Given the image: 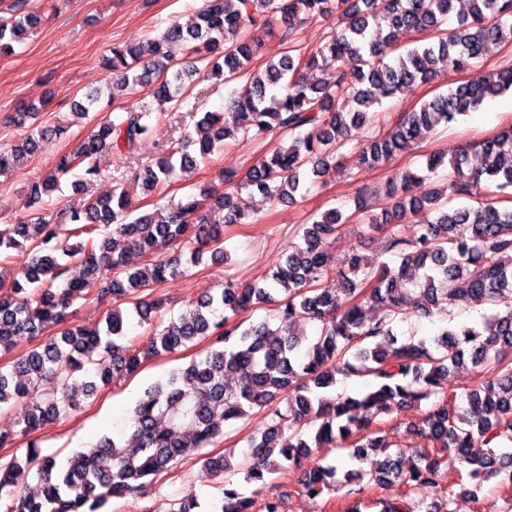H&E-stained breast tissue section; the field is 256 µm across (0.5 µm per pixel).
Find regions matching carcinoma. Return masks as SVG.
Wrapping results in <instances>:
<instances>
[{"label":"carcinoma","instance_id":"carcinoma-1","mask_svg":"<svg viewBox=\"0 0 512 512\" xmlns=\"http://www.w3.org/2000/svg\"><path fill=\"white\" fill-rule=\"evenodd\" d=\"M457 0H204L195 21L171 23L158 39L135 46H114L103 66L111 74L112 104L158 78L152 93L157 104L180 108L187 83L224 76L246 78L222 112H205L194 134L170 146L167 157L137 175L147 192L168 184L176 167L207 160L230 141L259 136L273 128L289 134L244 175L224 174L228 188L208 189L202 198L189 196L167 206L165 213L134 219L129 193L62 208L52 217L35 209L61 177L79 167L82 183L98 175L95 159L105 150L132 154L151 131L148 104L121 107L119 115L63 155L54 170L31 184L30 219L0 227V254L25 256L20 276L7 283L0 272V349L40 340L20 355L9 371L0 370V407L18 406V430L0 431V447L27 436L90 397L98 383L131 376L142 363L174 352L195 339L212 338L200 358L146 387L132 410L131 425L121 437H102L89 451H76L64 462L27 443L23 459L0 464V501L4 512H106L115 499L141 500L152 477L168 471L188 455L224 437L226 425L252 415L263 427L248 439L243 457L230 449L219 457L198 459L204 470L224 480L222 497L210 512H255L256 499L237 488L242 474L259 495L271 477L290 469L304 470L301 491L319 497L336 482L337 467H307L310 449L340 446L362 462L372 452L384 455L368 473L347 471L346 481L359 488L364 479L381 489L406 473L407 491L371 503L376 512H452L455 493L439 483L441 467L468 469L476 496L481 485L497 481L512 490V208L494 198L476 207H449L448 194L468 196L481 179L505 193L512 190V125L481 146L482 163L472 167L468 152L450 160L433 154L426 173L405 170L393 175L383 191L363 190L354 199L355 213L370 231H385L384 251L391 264L375 261L354 249L340 266L326 265V252L336 239L343 213L330 209L302 225L300 242L288 246L265 278L224 287L193 304L177 319L165 320L162 300L153 288L181 274L187 262L224 255L222 225L254 223L253 196L290 200L300 176L325 177L335 164L336 148L375 117L381 99L417 82L429 83L450 72L476 75L448 89L420 108L403 113L381 134L359 144L360 159L379 165L412 149L424 129L448 125L476 110L486 99L512 90V67L479 73L490 47L512 42V0H462L457 26L446 29ZM292 35L302 20L336 17V29L313 50L293 45L262 69L252 67L256 35L271 29L275 17ZM43 21L31 11L0 15V56L14 50ZM432 32L431 41L415 47V36ZM184 48L185 65L177 66L173 49ZM336 62L332 82L320 79L322 63ZM285 82L281 95L268 87ZM62 132L40 128L20 143L0 149V174L15 157L31 154ZM448 165L444 181L436 171ZM430 181L420 197L414 184ZM384 196L385 207L373 212L372 200ZM409 224L412 234L399 229ZM173 249L178 256L169 257ZM150 254L146 264L133 258ZM76 263L82 277L66 278ZM333 276L338 288L320 287ZM112 298L104 324L92 329L67 325L68 309L78 298ZM460 298L488 306L478 327L450 324L428 343L404 340L397 321L406 305L425 317L448 315ZM264 308L271 319L244 324L230 319L242 311ZM150 326L147 336L126 333L131 315ZM311 324L309 336L294 326ZM62 329L45 334L54 326ZM471 362L475 379L464 397L466 406L448 403L442 381L453 369ZM368 377L372 387L353 397L336 393L337 377ZM405 405L421 413L409 424L424 447L388 451L376 417ZM486 452L473 453L474 436ZM40 492L27 494L23 484L31 471ZM430 489L429 506L415 498Z\"/></svg>","mask_w":512,"mask_h":512}]
</instances>
